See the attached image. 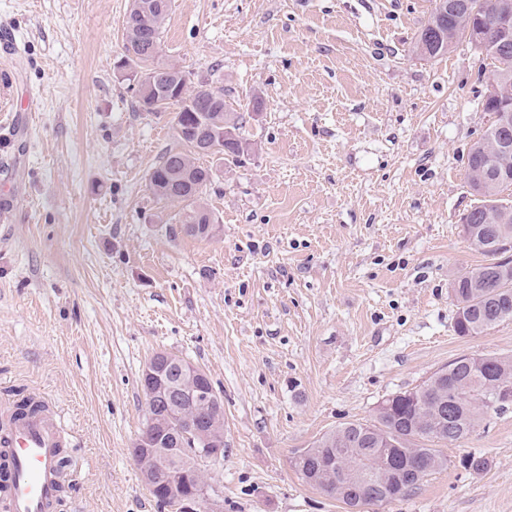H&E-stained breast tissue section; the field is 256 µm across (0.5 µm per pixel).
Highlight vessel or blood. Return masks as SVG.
I'll return each instance as SVG.
<instances>
[{"label":"vessel or blood","instance_id":"vessel-or-blood-1","mask_svg":"<svg viewBox=\"0 0 512 512\" xmlns=\"http://www.w3.org/2000/svg\"><path fill=\"white\" fill-rule=\"evenodd\" d=\"M0 512H53L67 443L59 419L45 412L1 410Z\"/></svg>","mask_w":512,"mask_h":512}]
</instances>
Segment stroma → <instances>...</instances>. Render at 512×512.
<instances>
[{
  "instance_id": "obj_1",
  "label": "stroma",
  "mask_w": 512,
  "mask_h": 512,
  "mask_svg": "<svg viewBox=\"0 0 512 512\" xmlns=\"http://www.w3.org/2000/svg\"><path fill=\"white\" fill-rule=\"evenodd\" d=\"M129 3L0 0L19 47L0 45V404L58 412L77 478L55 512H162L130 450L165 351L224 401L223 512H348L301 479L303 449L457 357L512 356V320L458 336L450 295L485 261L460 218L493 67L465 40L415 55L433 0H171L161 61L218 79L248 146L201 157L217 229L198 240L147 186L178 141L117 69ZM439 450L362 512H512V403Z\"/></svg>"
}]
</instances>
